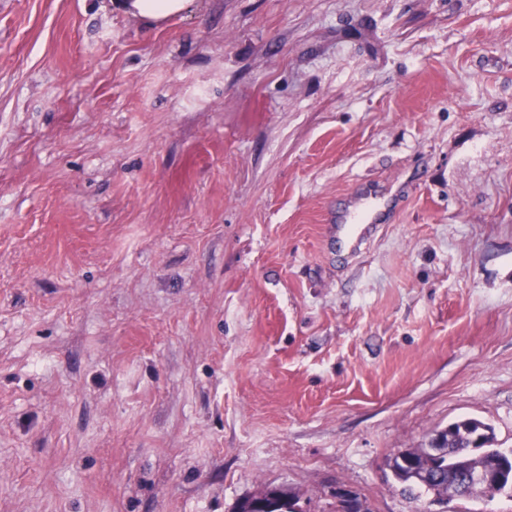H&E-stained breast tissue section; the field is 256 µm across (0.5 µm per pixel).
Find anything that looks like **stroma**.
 <instances>
[{"label": "stroma", "instance_id": "stroma-1", "mask_svg": "<svg viewBox=\"0 0 512 512\" xmlns=\"http://www.w3.org/2000/svg\"><path fill=\"white\" fill-rule=\"evenodd\" d=\"M466 418L512 449V0H0V512H512L385 466ZM113 12L160 25L173 16L189 15L201 0H109ZM368 198L360 201L351 212L338 219L343 223L340 230L344 231L345 243L349 250L357 249L362 244L379 221L383 213L382 208H385L382 201L374 197L372 200Z\"/></svg>", "mask_w": 512, "mask_h": 512}]
</instances>
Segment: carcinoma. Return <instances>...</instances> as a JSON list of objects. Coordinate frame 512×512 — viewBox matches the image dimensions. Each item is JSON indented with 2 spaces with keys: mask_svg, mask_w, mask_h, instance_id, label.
I'll return each instance as SVG.
<instances>
[{
  "mask_svg": "<svg viewBox=\"0 0 512 512\" xmlns=\"http://www.w3.org/2000/svg\"><path fill=\"white\" fill-rule=\"evenodd\" d=\"M448 433V452L435 455L427 448H406L402 457H393V477L408 485V493L420 490L438 500L470 497L478 490L459 491L456 476L464 471H499L504 482L499 492L512 491V451L493 447L492 428L476 419L452 423Z\"/></svg>",
  "mask_w": 512,
  "mask_h": 512,
  "instance_id": "cac0c4a2",
  "label": "carcinoma"
}]
</instances>
